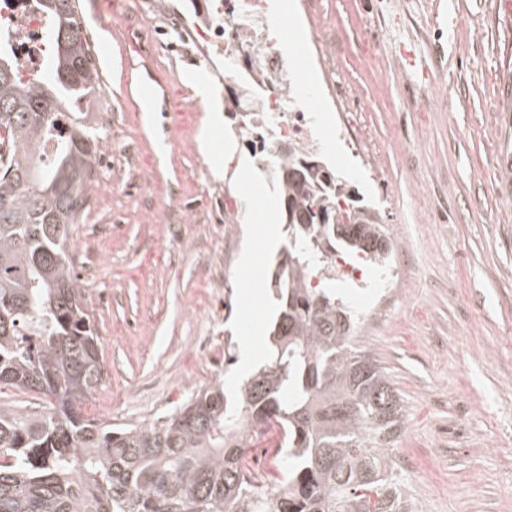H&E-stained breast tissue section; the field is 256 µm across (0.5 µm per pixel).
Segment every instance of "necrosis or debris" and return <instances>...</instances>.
I'll return each mask as SVG.
<instances>
[{"label": "necrosis or debris", "mask_w": 512, "mask_h": 512, "mask_svg": "<svg viewBox=\"0 0 512 512\" xmlns=\"http://www.w3.org/2000/svg\"><path fill=\"white\" fill-rule=\"evenodd\" d=\"M45 30L40 0L0 5V44L13 52L24 78L43 70ZM208 39L224 53L225 84L248 91L231 102L242 116L240 136L251 141L254 127L270 123L275 128L274 138L252 151L270 176L278 174L282 146L290 144L303 153L321 148L323 137L308 117L315 105L292 88L266 0H224V26Z\"/></svg>", "instance_id": "obj_1"}]
</instances>
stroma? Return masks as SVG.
Returning <instances> with one entry per match:
<instances>
[{"label": "stroma", "mask_w": 512, "mask_h": 512, "mask_svg": "<svg viewBox=\"0 0 512 512\" xmlns=\"http://www.w3.org/2000/svg\"><path fill=\"white\" fill-rule=\"evenodd\" d=\"M286 0L277 32L297 91L322 81L308 48L336 33L335 65L355 86L347 117L315 115L323 159L395 241L396 296L363 319L356 344L403 405L419 512H512V16L496 0ZM210 0H79L110 144L71 252L101 340L103 383L84 405L113 426L147 423L259 351L277 313L280 252L240 256L265 225L285 230L276 186L224 112V57L193 37ZM414 45L416 72L398 62ZM376 56L367 65L366 56ZM203 60L196 67L192 57ZM207 88L200 102L192 79ZM234 225L231 235L222 228Z\"/></svg>", "instance_id": "stroma-1"}]
</instances>
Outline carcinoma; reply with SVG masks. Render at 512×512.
<instances>
[{"label":"carcinoma","instance_id":"obj_1","mask_svg":"<svg viewBox=\"0 0 512 512\" xmlns=\"http://www.w3.org/2000/svg\"><path fill=\"white\" fill-rule=\"evenodd\" d=\"M42 2L44 75L23 79L0 46V388L40 393L49 409L0 406V512H396L402 496L385 453L403 424L400 398L356 346V318L334 281L312 284L336 252L378 266L395 243L316 156L290 149L280 163L279 314L267 363L237 397L216 382L133 428L83 415L103 371L70 239L102 146L66 119L101 84L76 0ZM276 423L277 473L258 491L245 431L264 436Z\"/></svg>","mask_w":512,"mask_h":512}]
</instances>
